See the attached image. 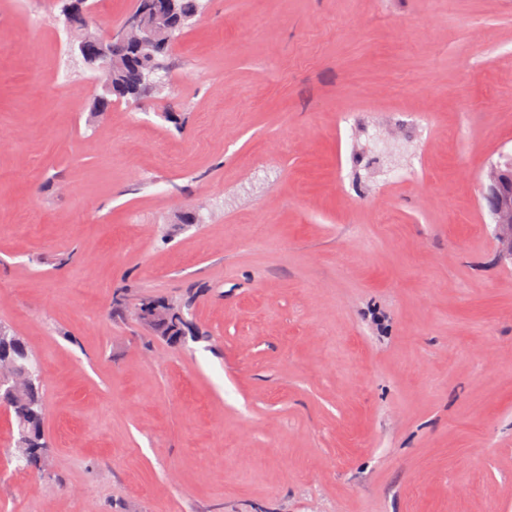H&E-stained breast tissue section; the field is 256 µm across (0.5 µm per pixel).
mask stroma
Segmentation results:
<instances>
[{"mask_svg": "<svg viewBox=\"0 0 512 512\" xmlns=\"http://www.w3.org/2000/svg\"><path fill=\"white\" fill-rule=\"evenodd\" d=\"M203 2L95 116L58 0H0V324L51 443L0 413V512H512V0ZM512 162L493 165L482 188V199L496 228L497 259L512 263ZM8 332L10 338L21 344L28 355L32 357L31 369L33 371L32 384L23 387L9 401L8 409L13 414L16 425V436L14 438V445L16 447H14L17 456L14 453V457L18 461L23 462L25 466L37 467L35 464L38 459L41 456L45 459L48 454V448H51L43 427L45 406L40 389V370L38 371L35 360L22 339L9 329ZM0 407L1 411L8 410L7 402L1 400ZM31 428L34 432L28 444Z\"/></svg>", "mask_w": 512, "mask_h": 512, "instance_id": "obj_1", "label": "stroma"}]
</instances>
